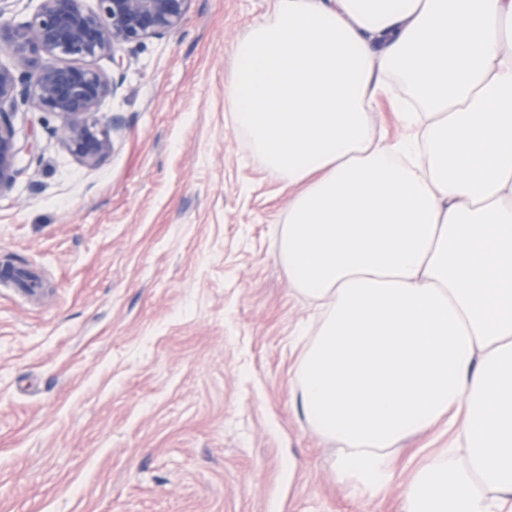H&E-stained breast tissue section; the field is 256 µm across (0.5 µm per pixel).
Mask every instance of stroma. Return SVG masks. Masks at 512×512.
<instances>
[{
	"label": "stroma",
	"instance_id": "stroma-1",
	"mask_svg": "<svg viewBox=\"0 0 512 512\" xmlns=\"http://www.w3.org/2000/svg\"><path fill=\"white\" fill-rule=\"evenodd\" d=\"M268 0H193L130 57L102 116L103 165L21 107L40 156L0 195V512H400L441 428L401 441L392 481L357 491L289 400L320 310L275 261L291 193L234 125L232 48Z\"/></svg>",
	"mask_w": 512,
	"mask_h": 512
}]
</instances>
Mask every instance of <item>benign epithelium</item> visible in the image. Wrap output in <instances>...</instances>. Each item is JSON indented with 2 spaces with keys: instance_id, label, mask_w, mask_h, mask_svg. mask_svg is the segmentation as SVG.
<instances>
[{
  "instance_id": "obj_1",
  "label": "benign epithelium",
  "mask_w": 512,
  "mask_h": 512,
  "mask_svg": "<svg viewBox=\"0 0 512 512\" xmlns=\"http://www.w3.org/2000/svg\"><path fill=\"white\" fill-rule=\"evenodd\" d=\"M193 0H40L22 23L3 20L0 47L12 54L22 70L0 65V195L12 190L32 163L39 147L31 130L19 141L13 123L28 106L57 120L53 133L83 166H101L112 152L113 133L121 120L99 117L104 101L121 86L115 75L124 72L132 49L178 30ZM45 54L60 63H42ZM107 58L110 75L94 66Z\"/></svg>"
}]
</instances>
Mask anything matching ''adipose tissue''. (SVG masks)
Returning <instances> with one entry per match:
<instances>
[{
  "label": "adipose tissue",
  "mask_w": 512,
  "mask_h": 512,
  "mask_svg": "<svg viewBox=\"0 0 512 512\" xmlns=\"http://www.w3.org/2000/svg\"><path fill=\"white\" fill-rule=\"evenodd\" d=\"M225 94L323 318L292 400L355 488L444 425L403 512H512V0H270ZM390 113V137L376 118Z\"/></svg>",
  "instance_id": "obj_1"
}]
</instances>
